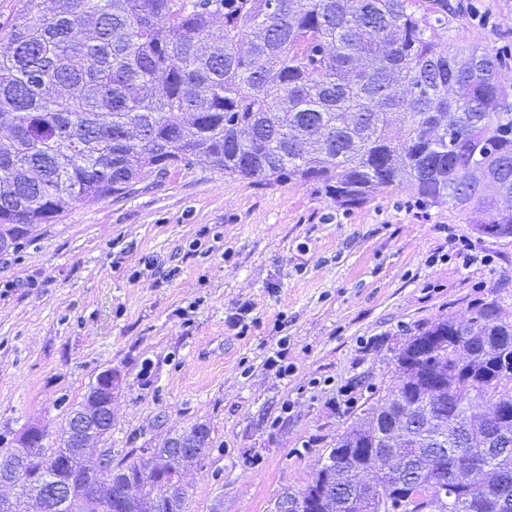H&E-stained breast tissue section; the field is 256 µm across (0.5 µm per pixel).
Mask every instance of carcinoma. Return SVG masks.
Here are the masks:
<instances>
[{
  "label": "carcinoma",
  "instance_id": "obj_1",
  "mask_svg": "<svg viewBox=\"0 0 512 512\" xmlns=\"http://www.w3.org/2000/svg\"><path fill=\"white\" fill-rule=\"evenodd\" d=\"M0 47V237L50 224L75 203L130 193L144 173L204 165L254 182L299 180L346 208L403 187L429 207L462 211L483 235L512 237V206L485 195L479 171L512 197V104L496 56L446 47L438 27L448 0H19ZM478 330L455 340L462 319L442 317L396 355L404 394L408 482L374 475L382 508L344 512H493L478 487L441 478L464 460L500 464L475 422L501 401L512 418V320L501 298L473 304ZM428 336L438 345L425 346ZM433 409L437 421L424 413ZM198 447L158 449L165 476L201 464ZM42 447L28 473L89 493L94 472L67 436ZM367 439L357 462L382 458ZM138 501L112 486L125 512H189L140 478ZM512 499V446L494 488Z\"/></svg>",
  "mask_w": 512,
  "mask_h": 512
}]
</instances>
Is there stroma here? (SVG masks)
<instances>
[{
    "mask_svg": "<svg viewBox=\"0 0 512 512\" xmlns=\"http://www.w3.org/2000/svg\"><path fill=\"white\" fill-rule=\"evenodd\" d=\"M444 39L512 79V0H448ZM494 291L512 315V238L408 189L347 209L296 180L151 173L0 255V435L58 433L109 368L113 460L203 422L191 512H274L395 385L401 344Z\"/></svg>",
    "mask_w": 512,
    "mask_h": 512,
    "instance_id": "obj_1",
    "label": "stroma"
}]
</instances>
